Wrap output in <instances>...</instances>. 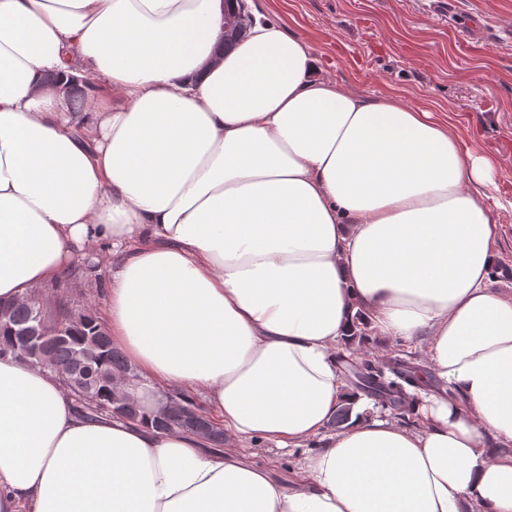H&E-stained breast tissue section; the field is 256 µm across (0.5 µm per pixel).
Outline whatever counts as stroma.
I'll return each mask as SVG.
<instances>
[{"label": "stroma", "mask_w": 512, "mask_h": 512, "mask_svg": "<svg viewBox=\"0 0 512 512\" xmlns=\"http://www.w3.org/2000/svg\"><path fill=\"white\" fill-rule=\"evenodd\" d=\"M269 15L368 96L455 115L498 159L491 199L512 198V0H261Z\"/></svg>", "instance_id": "1"}]
</instances>
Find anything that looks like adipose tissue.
Segmentation results:
<instances>
[{"instance_id":"1","label":"adipose tissue","mask_w":512,"mask_h":512,"mask_svg":"<svg viewBox=\"0 0 512 512\" xmlns=\"http://www.w3.org/2000/svg\"><path fill=\"white\" fill-rule=\"evenodd\" d=\"M245 5L228 49L224 0H0V301L101 283L145 414L201 393L227 444L88 418L61 378L0 357V512H512L494 159L450 115L343 88ZM359 311L444 383L419 426L346 388ZM249 441L302 449L294 478Z\"/></svg>"}]
</instances>
